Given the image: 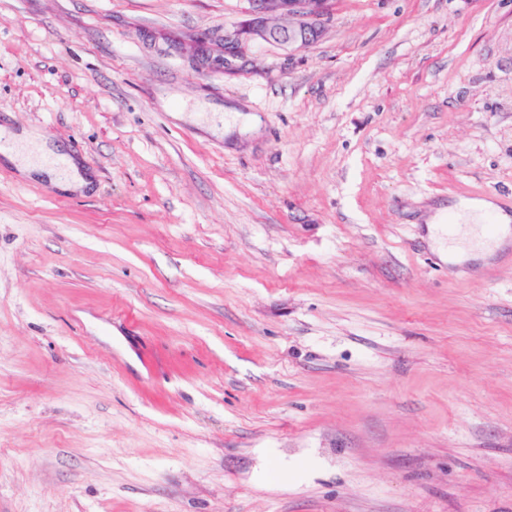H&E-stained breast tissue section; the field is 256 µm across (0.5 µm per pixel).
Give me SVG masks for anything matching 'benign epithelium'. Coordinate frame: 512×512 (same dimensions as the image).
Here are the masks:
<instances>
[{
	"label": "benign epithelium",
	"instance_id": "benign-epithelium-1",
	"mask_svg": "<svg viewBox=\"0 0 512 512\" xmlns=\"http://www.w3.org/2000/svg\"><path fill=\"white\" fill-rule=\"evenodd\" d=\"M247 18L224 30V66L252 42L305 50L323 36L335 0H248Z\"/></svg>",
	"mask_w": 512,
	"mask_h": 512
}]
</instances>
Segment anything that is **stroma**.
Listing matches in <instances>:
<instances>
[{"mask_svg":"<svg viewBox=\"0 0 512 512\" xmlns=\"http://www.w3.org/2000/svg\"><path fill=\"white\" fill-rule=\"evenodd\" d=\"M0 0V512H512V0ZM259 118L228 134L230 108ZM247 19L224 30V66L251 42L305 50L323 36L334 0H248ZM32 148L36 152H29L26 159L18 161V153L12 149H6L2 152V156L10 163H17V166L22 174L31 177L33 173L47 174L50 176L56 186L62 190L67 191L75 188L86 189L91 186V178L81 172V167L78 166L71 158L67 160V167L60 171L55 167V160L64 157V154L55 152L54 150L47 149L44 146L33 145ZM489 210L497 211L499 224L502 225L494 246L484 248L473 246L468 240L463 239L456 246H448L449 259L485 258L492 254L493 249L508 241L509 224L512 218H510L509 213L505 209L485 199L460 200L453 206L448 207V215H452L458 221L465 222L466 224H457L455 221H451L448 224H442L439 232L450 244L460 239L465 232L473 229L475 234L473 243L490 244L493 241L494 229L498 224L496 221L497 216L494 212L485 214Z\"/></svg>","mask_w":512,"mask_h":512,"instance_id":"obj_1","label":"stroma"}]
</instances>
